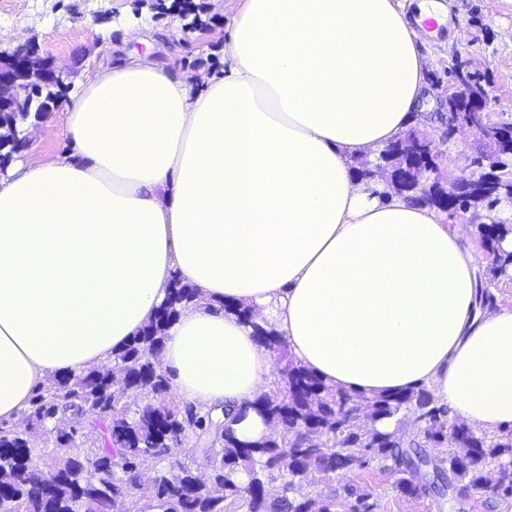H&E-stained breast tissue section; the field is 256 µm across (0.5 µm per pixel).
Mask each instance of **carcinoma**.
<instances>
[{
    "label": "carcinoma",
    "instance_id": "obj_1",
    "mask_svg": "<svg viewBox=\"0 0 512 512\" xmlns=\"http://www.w3.org/2000/svg\"><path fill=\"white\" fill-rule=\"evenodd\" d=\"M16 114L0 117V141L16 149ZM490 198H458L455 213ZM512 232L505 223L480 224L478 233L496 257L492 275H505L512 252L498 249ZM197 294L172 281L166 304L141 332L114 354L112 367L53 376L30 400L32 427L0 432V512H336V496L291 498L289 491L314 473H346L372 462L399 474L394 488L405 498L427 493L442 499L459 485L477 499L512 497V429L490 437L449 417L448 407L423 387L380 396L363 407L345 392L332 393L294 364L273 331L256 326L260 340L284 362L282 386L257 403L277 432L244 443L221 419L171 405V374L163 367L167 323ZM147 403L131 408L136 395ZM414 414L419 431L404 439L368 427L401 411ZM70 418L82 432L54 437L57 455L44 463L41 436ZM443 445L439 454L427 449ZM145 464L157 466L154 482L142 480ZM349 512H361L370 494L345 488Z\"/></svg>",
    "mask_w": 512,
    "mask_h": 512
}]
</instances>
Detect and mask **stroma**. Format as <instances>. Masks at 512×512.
Segmentation results:
<instances>
[{"label":"stroma","instance_id":"obj_1","mask_svg":"<svg viewBox=\"0 0 512 512\" xmlns=\"http://www.w3.org/2000/svg\"><path fill=\"white\" fill-rule=\"evenodd\" d=\"M178 0H0V51L33 40L40 55L51 57L69 73L71 90H78L95 67L108 60L120 44L125 29L137 17H149L157 30L150 46L153 59L178 67L190 81L223 61L224 29L240 6V0H193L195 18L181 16ZM450 17L448 26L427 39L430 66L428 93L413 124L414 130L432 137L441 134L437 114L440 99L455 81V60L488 89L491 121L512 124V0H443ZM64 102H57L42 122L28 130L30 145L22 159L41 161L62 153L60 136ZM395 477L379 465L356 468L345 475L313 474L297 486L294 497L343 495L346 486L370 492L374 512H512V498L489 496L474 502L453 493L444 501L433 496L403 498L394 489Z\"/></svg>","mask_w":512,"mask_h":512}]
</instances>
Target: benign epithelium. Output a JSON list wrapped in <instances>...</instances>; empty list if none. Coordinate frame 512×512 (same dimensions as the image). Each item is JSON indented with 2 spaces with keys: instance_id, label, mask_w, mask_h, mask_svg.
<instances>
[{
  "instance_id": "1",
  "label": "benign epithelium",
  "mask_w": 512,
  "mask_h": 512,
  "mask_svg": "<svg viewBox=\"0 0 512 512\" xmlns=\"http://www.w3.org/2000/svg\"><path fill=\"white\" fill-rule=\"evenodd\" d=\"M457 86L444 99V111L452 115V121L442 132L439 139H434L416 130L401 139L393 151L410 156L415 166L409 172L411 187L428 174L438 173L439 161L443 156L440 147L451 142L458 135L472 132L478 140L491 141L492 148L499 155H512V129L506 124H492L488 121L486 104L478 94V85L461 63L454 65ZM69 79V73L55 66L52 60L40 56L30 43L25 42L0 54V113L26 112L28 91L41 85H62ZM484 155L480 148L464 157V164L459 173L448 177L446 185L432 183L440 187L444 195L466 193L473 188L469 167L483 163ZM485 186L494 187L503 182L512 184V167L491 166L482 175Z\"/></svg>"
}]
</instances>
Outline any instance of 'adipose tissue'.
Masks as SVG:
<instances>
[{"instance_id":"ef3b65f1","label":"adipose tissue","mask_w":512,"mask_h":512,"mask_svg":"<svg viewBox=\"0 0 512 512\" xmlns=\"http://www.w3.org/2000/svg\"><path fill=\"white\" fill-rule=\"evenodd\" d=\"M151 28L70 98L65 151L0 175V424L49 376L110 364L176 277L200 296L166 331L177 399L230 410L241 441L272 430L259 326L330 389L424 385L512 427V308L484 309L468 235L350 168L425 97L400 0H242L198 86L136 51Z\"/></svg>"}]
</instances>
